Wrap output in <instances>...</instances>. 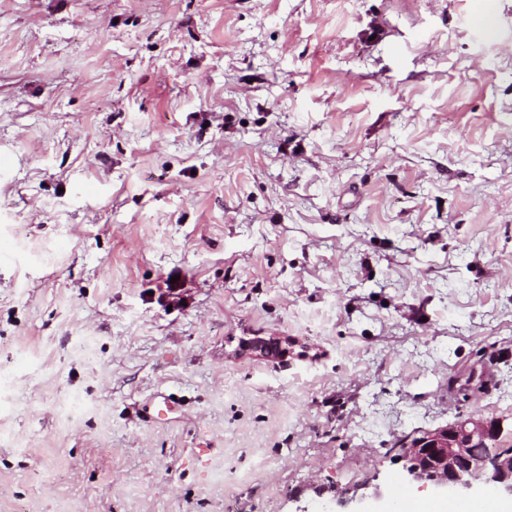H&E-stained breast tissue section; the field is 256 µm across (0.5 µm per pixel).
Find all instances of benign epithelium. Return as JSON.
I'll list each match as a JSON object with an SVG mask.
<instances>
[{
    "instance_id": "obj_1",
    "label": "benign epithelium",
    "mask_w": 512,
    "mask_h": 512,
    "mask_svg": "<svg viewBox=\"0 0 512 512\" xmlns=\"http://www.w3.org/2000/svg\"><path fill=\"white\" fill-rule=\"evenodd\" d=\"M511 433L502 419L468 417L407 437L397 448L403 480L452 496L464 495L480 480L492 494L512 499V450H490Z\"/></svg>"
}]
</instances>
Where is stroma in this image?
I'll list each match as a JSON object with an SVG mask.
<instances>
[{"label": "stroma", "mask_w": 512, "mask_h": 512, "mask_svg": "<svg viewBox=\"0 0 512 512\" xmlns=\"http://www.w3.org/2000/svg\"><path fill=\"white\" fill-rule=\"evenodd\" d=\"M470 415L512 0H0V512H382Z\"/></svg>", "instance_id": "35a3bbf8"}]
</instances>
